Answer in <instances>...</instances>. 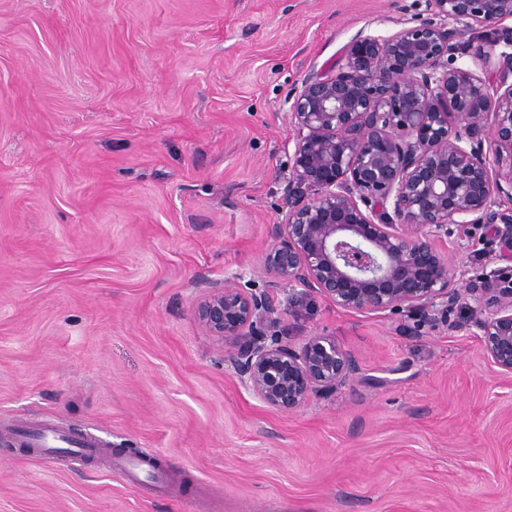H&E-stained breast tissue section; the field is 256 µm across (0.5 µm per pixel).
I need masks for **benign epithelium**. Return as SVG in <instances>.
<instances>
[{"label": "benign epithelium", "mask_w": 512, "mask_h": 512, "mask_svg": "<svg viewBox=\"0 0 512 512\" xmlns=\"http://www.w3.org/2000/svg\"><path fill=\"white\" fill-rule=\"evenodd\" d=\"M509 20L512 0H426V15L388 36L356 35L331 72L289 93L288 184L263 258L271 288L368 314L446 315L469 296L484 356L512 374ZM467 224L486 225L499 252L463 284L437 242ZM274 313L270 291L228 278L195 307L206 335L247 338L224 365L277 411L355 377L357 359L330 336L282 343Z\"/></svg>", "instance_id": "obj_1"}]
</instances>
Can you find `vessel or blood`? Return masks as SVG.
Returning a JSON list of instances; mask_svg holds the SVG:
<instances>
[{
    "label": "vessel or blood",
    "instance_id": "1",
    "mask_svg": "<svg viewBox=\"0 0 512 512\" xmlns=\"http://www.w3.org/2000/svg\"><path fill=\"white\" fill-rule=\"evenodd\" d=\"M16 444L25 448H38L40 456L48 461L61 456L73 459L104 456L107 457L109 466L123 471L131 480L136 479L139 469L146 465L142 459L113 456L111 449L102 447L95 437L87 436L78 441L72 440L55 425L48 423L33 431L19 434Z\"/></svg>",
    "mask_w": 512,
    "mask_h": 512
}]
</instances>
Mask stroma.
<instances>
[{"label":"stroma","instance_id":"35a3bbf8","mask_svg":"<svg viewBox=\"0 0 512 512\" xmlns=\"http://www.w3.org/2000/svg\"><path fill=\"white\" fill-rule=\"evenodd\" d=\"M424 0H0V512H512V375L447 319L273 295L355 378L284 414L205 336L203 285L260 289L288 93ZM484 225L444 250L472 278ZM49 421L154 460L7 449Z\"/></svg>","mask_w":512,"mask_h":512}]
</instances>
